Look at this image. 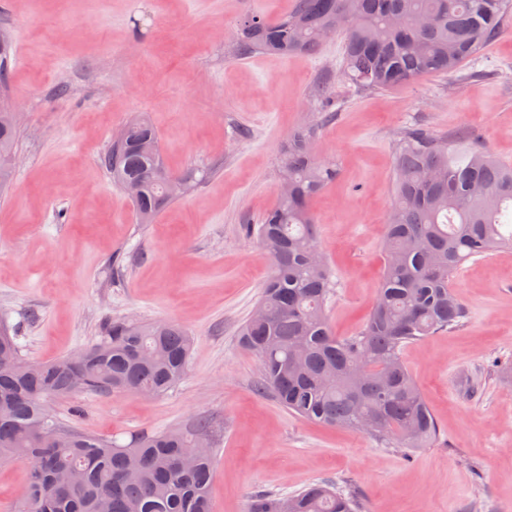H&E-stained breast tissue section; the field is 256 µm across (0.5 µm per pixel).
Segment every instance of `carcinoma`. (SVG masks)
I'll list each match as a JSON object with an SVG mask.
<instances>
[{"label":"carcinoma","mask_w":512,"mask_h":512,"mask_svg":"<svg viewBox=\"0 0 512 512\" xmlns=\"http://www.w3.org/2000/svg\"><path fill=\"white\" fill-rule=\"evenodd\" d=\"M512 0H296L274 23L249 12L236 52L313 53L322 32L342 39L339 74L358 90H391L428 75H452L478 62ZM16 127L0 111V189L13 176ZM395 198L387 218L384 269L367 321L353 336L331 330L332 273L320 251L311 202L336 177L318 158L312 125L288 137L281 160L290 192L263 214L257 235L272 273L241 330L262 359L256 390L289 412L330 428L361 432L396 448H427L436 419L401 357L402 349L459 328L466 309L451 278L464 262L512 248V167L458 141L407 128L395 141ZM112 184L138 185L136 221L151 224L197 183L163 165L158 135L143 114L101 158ZM192 337L171 321L116 319L103 339L77 353L33 365L0 330V456L28 466L17 512H213L212 449L196 463L193 433L142 435L126 446L65 428L43 406L77 391L150 389L161 395L183 377ZM247 512H362L353 493L313 484L287 496L256 495Z\"/></svg>","instance_id":"1"}]
</instances>
